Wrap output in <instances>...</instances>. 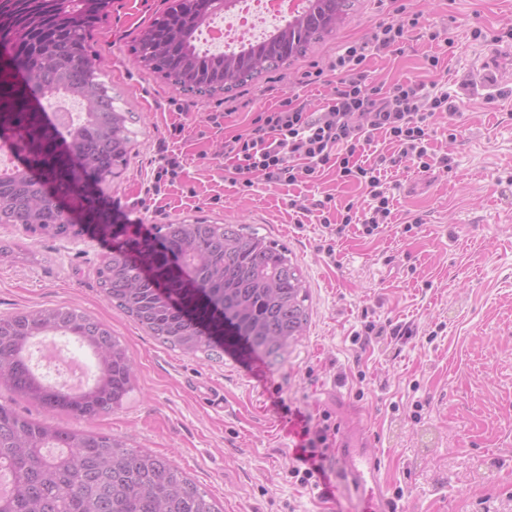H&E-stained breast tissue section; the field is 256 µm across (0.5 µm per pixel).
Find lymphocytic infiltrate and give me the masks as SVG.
Here are the masks:
<instances>
[{
    "label": "lymphocytic infiltrate",
    "instance_id": "1",
    "mask_svg": "<svg viewBox=\"0 0 512 512\" xmlns=\"http://www.w3.org/2000/svg\"><path fill=\"white\" fill-rule=\"evenodd\" d=\"M395 13V20L379 22L368 40L345 44L329 62L338 84L325 107L315 110L289 97L278 107L257 113L244 132L225 139L224 156L232 161L242 187H252L255 174L272 184L290 185L299 177L314 179L332 169L340 180L366 189L371 200L370 214L361 221L366 235L387 223L390 199L381 188L380 166L407 161L422 172L436 167L438 160L428 147L432 119L449 109L447 94H430L421 82L385 88L369 83L363 68L369 52L400 45L418 24L416 13L406 6H397ZM376 131L384 133L397 152L379 157L377 166H366L358 156ZM291 415L299 427V444L288 475L330 498L328 463L336 427L325 419L314 422L298 409Z\"/></svg>",
    "mask_w": 512,
    "mask_h": 512
}]
</instances>
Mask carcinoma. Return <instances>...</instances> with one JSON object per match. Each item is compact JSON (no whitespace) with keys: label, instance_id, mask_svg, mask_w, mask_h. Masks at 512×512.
<instances>
[{"label":"carcinoma","instance_id":"carcinoma-1","mask_svg":"<svg viewBox=\"0 0 512 512\" xmlns=\"http://www.w3.org/2000/svg\"><path fill=\"white\" fill-rule=\"evenodd\" d=\"M112 0H0V132H17L25 157L0 173V224L67 238L77 223L112 241L97 268L105 297L162 344L221 358L240 347L276 360L306 330L302 273L288 248L250 227L206 219L156 224L127 235L98 204L99 187L123 176L134 146L129 117L93 59L91 40ZM351 0H306L265 41L203 53L196 33L224 0H173L144 27L135 62L173 89L199 98L231 93L307 53L332 33ZM262 58L267 66L256 70ZM78 99L76 123L45 120L48 96ZM72 336L97 360L81 392L54 391L35 376L26 350ZM135 382L126 346L105 323L76 308L0 316V386L48 412L92 420L121 409ZM10 489L0 512H221L209 494L165 457L106 433L65 430L0 403V471Z\"/></svg>","mask_w":512,"mask_h":512}]
</instances>
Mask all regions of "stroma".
<instances>
[{"instance_id":"35a3bbf8","label":"stroma","mask_w":512,"mask_h":512,"mask_svg":"<svg viewBox=\"0 0 512 512\" xmlns=\"http://www.w3.org/2000/svg\"><path fill=\"white\" fill-rule=\"evenodd\" d=\"M419 13L401 52L370 56L372 85L420 80L448 92L455 115L440 118L430 146L449 170L388 169L382 184L392 221L334 233L300 217L290 200L332 195L367 207L363 188L324 173L293 185L234 183L221 155L225 134L288 97L323 107L332 87L307 82L339 46L366 39L390 18L392 0H355L345 21L304 57L229 95L194 98L137 66L131 43L166 0H112L96 33L97 64L135 116V155L105 185L113 223L140 231L204 217L247 224L283 244L300 267L311 311L307 331L278 363L261 359L267 384L237 349L222 361L192 357L149 336L103 295L97 268L111 243L92 231L69 238L0 224V314L69 306L106 323L136 364L122 409L92 421L41 408L0 388V403L68 429L109 433L167 457L224 512H355L336 490L322 500L288 476L299 438L287 410L330 415L381 460L403 512H512V84L491 89L473 69L487 43L481 28L512 32V0H404ZM439 59L429 69L428 57ZM183 172L152 193L158 150ZM408 324L415 336L363 343L369 326Z\"/></svg>"}]
</instances>
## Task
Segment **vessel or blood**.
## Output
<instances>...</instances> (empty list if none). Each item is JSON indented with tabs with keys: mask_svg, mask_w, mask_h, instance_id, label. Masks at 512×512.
Segmentation results:
<instances>
[{
	"mask_svg": "<svg viewBox=\"0 0 512 512\" xmlns=\"http://www.w3.org/2000/svg\"><path fill=\"white\" fill-rule=\"evenodd\" d=\"M476 77L489 87L498 86L504 81L511 82L512 44L492 45ZM333 464L343 472L357 499L356 512H398L396 503L386 492L381 464L376 456L345 437L334 452Z\"/></svg>",
	"mask_w": 512,
	"mask_h": 512,
	"instance_id": "b4317fda",
	"label": "vessel or blood"
}]
</instances>
